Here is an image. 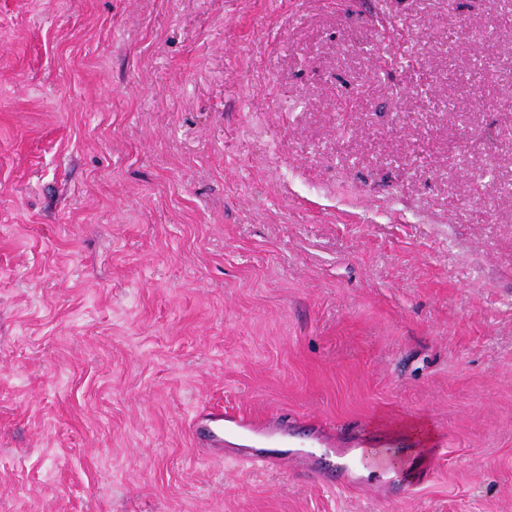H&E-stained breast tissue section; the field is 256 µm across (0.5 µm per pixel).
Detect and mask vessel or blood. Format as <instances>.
I'll return each instance as SVG.
<instances>
[{
	"label": "vessel or blood",
	"instance_id": "vessel-or-blood-1",
	"mask_svg": "<svg viewBox=\"0 0 512 512\" xmlns=\"http://www.w3.org/2000/svg\"><path fill=\"white\" fill-rule=\"evenodd\" d=\"M195 430L207 446L225 449L227 458L250 467L272 466L277 462L273 449L291 448L304 468L309 469L315 464L317 449L325 445L321 434L302 437L294 427L282 422H260L221 409L210 412ZM341 457L339 472L342 477L375 475L388 487L397 481L396 473L382 459L361 448L359 441H351Z\"/></svg>",
	"mask_w": 512,
	"mask_h": 512
}]
</instances>
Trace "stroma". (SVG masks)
Segmentation results:
<instances>
[{
    "label": "stroma",
    "instance_id": "1",
    "mask_svg": "<svg viewBox=\"0 0 512 512\" xmlns=\"http://www.w3.org/2000/svg\"><path fill=\"white\" fill-rule=\"evenodd\" d=\"M506 4L0 0V512H512ZM218 407L445 455L384 499ZM194 429L210 448H223L226 457L245 466L269 467L282 461L261 448H301L294 451L305 469L315 465L317 448H326L323 435L299 438L298 431L281 421L260 422L239 413L217 409Z\"/></svg>",
    "mask_w": 512,
    "mask_h": 512
}]
</instances>
